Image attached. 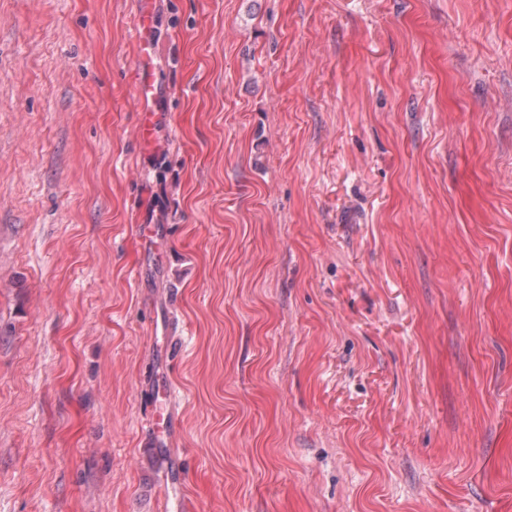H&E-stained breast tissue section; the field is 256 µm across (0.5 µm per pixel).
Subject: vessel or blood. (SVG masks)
Segmentation results:
<instances>
[{
  "label": "vessel or blood",
  "instance_id": "1",
  "mask_svg": "<svg viewBox=\"0 0 512 512\" xmlns=\"http://www.w3.org/2000/svg\"><path fill=\"white\" fill-rule=\"evenodd\" d=\"M152 7L149 0H137L134 16V37L136 44V66L133 72L135 99L139 112L138 138L141 143L151 142L156 127L162 119L158 108L160 86L154 77L153 56L154 36L151 25ZM148 396L159 401L163 409L157 412L150 434L151 445L168 443L179 429L178 412L174 388L167 378L159 377L157 369H150ZM185 480L182 470L166 472L164 498L168 512H185Z\"/></svg>",
  "mask_w": 512,
  "mask_h": 512
}]
</instances>
